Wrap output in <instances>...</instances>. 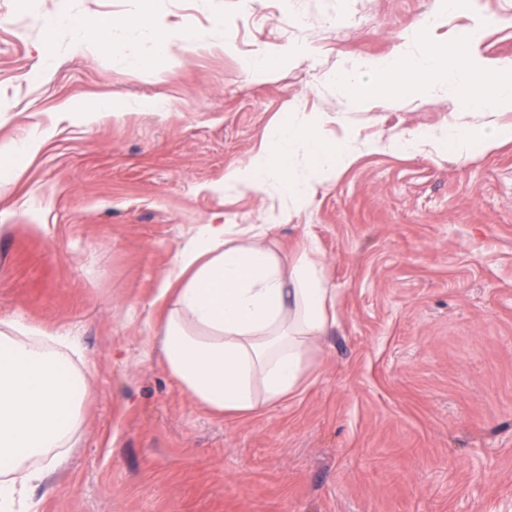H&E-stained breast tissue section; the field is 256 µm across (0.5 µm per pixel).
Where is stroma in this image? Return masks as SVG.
<instances>
[{
  "instance_id": "1",
  "label": "stroma",
  "mask_w": 512,
  "mask_h": 512,
  "mask_svg": "<svg viewBox=\"0 0 512 512\" xmlns=\"http://www.w3.org/2000/svg\"><path fill=\"white\" fill-rule=\"evenodd\" d=\"M55 3L0 0V148L36 143L0 162V320L78 337L91 392L37 512H512V143L463 164L364 150L302 204L224 186L297 105L334 141L453 121L449 89L353 110L324 78L417 51L425 9L432 41L474 27L481 57L512 59V0H154L190 40L135 76L137 0H65L119 20L117 55L45 34ZM261 50L279 65L249 71ZM201 224L272 225L285 256L312 238L336 290L299 391L251 415L211 414L145 357Z\"/></svg>"
}]
</instances>
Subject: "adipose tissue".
<instances>
[{
  "mask_svg": "<svg viewBox=\"0 0 512 512\" xmlns=\"http://www.w3.org/2000/svg\"><path fill=\"white\" fill-rule=\"evenodd\" d=\"M63 23L76 46L92 43L120 53L108 38L114 19L70 18L60 11L43 17L49 34ZM325 123L293 110L226 182L256 191L274 182L288 197L306 201L317 177L335 173L357 151L354 142L327 140ZM299 154L306 159L303 177L290 172ZM271 231L268 224L245 231L199 225L159 282L162 312L150 345L180 387L219 414H251L295 392L310 349L336 324L334 291L312 240L286 262L270 245ZM77 350L70 337L42 335L18 319L0 328V457L12 465L0 478V512H32L27 490L41 473L29 461L56 464L73 445L89 394L68 358Z\"/></svg>",
  "mask_w": 512,
  "mask_h": 512,
  "instance_id": "1",
  "label": "adipose tissue"
}]
</instances>
